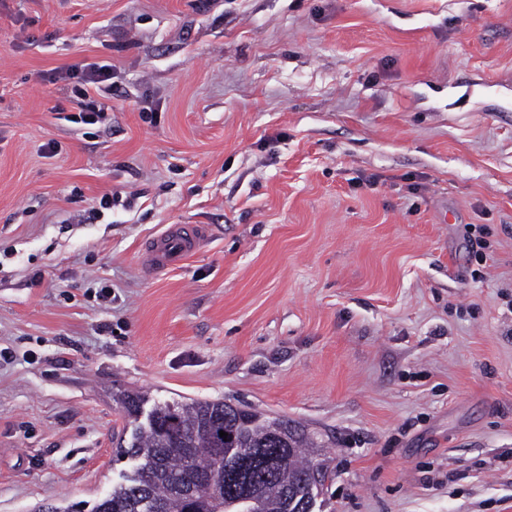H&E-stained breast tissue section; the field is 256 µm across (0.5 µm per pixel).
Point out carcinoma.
<instances>
[{"instance_id": "obj_1", "label": "carcinoma", "mask_w": 512, "mask_h": 512, "mask_svg": "<svg viewBox=\"0 0 512 512\" xmlns=\"http://www.w3.org/2000/svg\"><path fill=\"white\" fill-rule=\"evenodd\" d=\"M118 403L134 420L144 398L127 392ZM151 413L154 424L112 449V461L134 465L90 512H143L145 500L157 512H290L288 491L316 497L331 477L314 441L286 418L244 408L226 417L224 402L209 400L158 403Z\"/></svg>"}]
</instances>
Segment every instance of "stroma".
Here are the masks:
<instances>
[{"label": "stroma", "instance_id": "obj_1", "mask_svg": "<svg viewBox=\"0 0 512 512\" xmlns=\"http://www.w3.org/2000/svg\"><path fill=\"white\" fill-rule=\"evenodd\" d=\"M122 392L300 422L315 512H512V0H0V512L111 491ZM65 81L73 80L74 93L77 99H80V111L78 115L70 117L71 122L83 123L85 125H94L98 122L100 112H94L90 109L84 100L89 97L91 90H101L108 88L112 82L102 87V84L112 80V67L108 64L85 63L81 66H74L65 70L61 77ZM88 111V112H87ZM205 234L204 225L181 224L156 235L146 247V268L153 274L168 271L195 253Z\"/></svg>", "mask_w": 512, "mask_h": 512}]
</instances>
